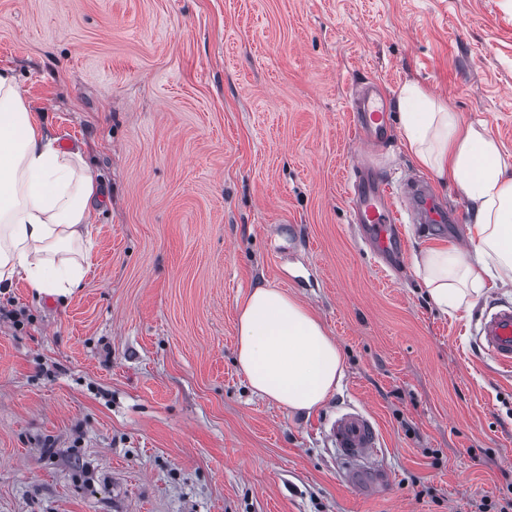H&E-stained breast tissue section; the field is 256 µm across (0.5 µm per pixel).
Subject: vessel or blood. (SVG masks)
<instances>
[{
  "label": "vessel or blood",
  "instance_id": "obj_1",
  "mask_svg": "<svg viewBox=\"0 0 512 512\" xmlns=\"http://www.w3.org/2000/svg\"><path fill=\"white\" fill-rule=\"evenodd\" d=\"M378 84H368L348 104L354 114L355 131L366 145L379 144L392 132L390 114L382 101ZM354 221L367 238L375 256L385 264L400 259L404 241L397 228L399 217L393 208L387 186L367 169L349 185ZM411 213L426 224H452L456 216L435 205L427 189H417L410 205ZM480 343L484 351L498 364L512 367V307L494 310L481 325ZM330 436L345 466L348 483L360 485L376 475L375 455L379 435L373 420L363 411L350 409L340 413L330 426Z\"/></svg>",
  "mask_w": 512,
  "mask_h": 512
}]
</instances>
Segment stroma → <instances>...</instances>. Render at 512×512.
<instances>
[{
  "mask_svg": "<svg viewBox=\"0 0 512 512\" xmlns=\"http://www.w3.org/2000/svg\"><path fill=\"white\" fill-rule=\"evenodd\" d=\"M99 173L91 270L66 296L0 292V512H479L512 499V368L472 310L425 297L413 257L467 234L469 203L407 152L452 226L405 224L385 276L346 185L352 90L416 83L512 157V0H0V69ZM310 307L343 354L310 415L254 394L238 306ZM377 424L380 473L349 485L327 424Z\"/></svg>",
  "mask_w": 512,
  "mask_h": 512,
  "instance_id": "1",
  "label": "stroma"
}]
</instances>
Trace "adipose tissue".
Returning a JSON list of instances; mask_svg holds the SVG:
<instances>
[{"instance_id":"adipose-tissue-1","label":"adipose tissue","mask_w":512,"mask_h":512,"mask_svg":"<svg viewBox=\"0 0 512 512\" xmlns=\"http://www.w3.org/2000/svg\"><path fill=\"white\" fill-rule=\"evenodd\" d=\"M406 149L472 205L469 246L423 249L414 269L444 311L474 307L487 282L512 287V162L485 125L418 85L402 88ZM98 181L80 152L60 149L0 69V284L24 280L64 295L90 262L84 238ZM237 365L251 389L288 411L308 414L341 387L344 360L316 314L282 289L259 285L240 304Z\"/></svg>"}]
</instances>
